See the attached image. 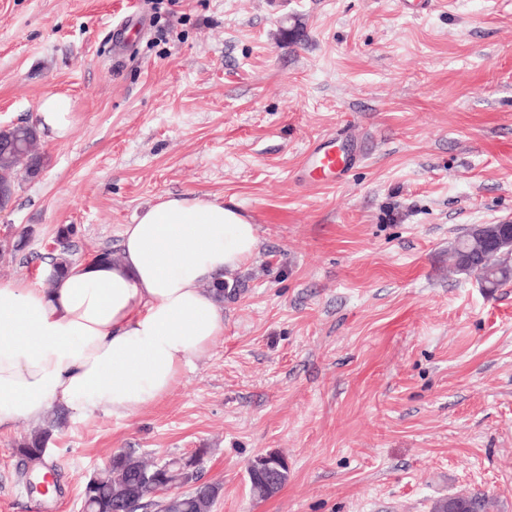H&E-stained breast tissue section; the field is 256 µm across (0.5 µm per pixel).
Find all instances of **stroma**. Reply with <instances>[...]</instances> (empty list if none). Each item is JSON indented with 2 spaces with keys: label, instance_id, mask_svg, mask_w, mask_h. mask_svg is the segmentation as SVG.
Listing matches in <instances>:
<instances>
[{
  "label": "stroma",
  "instance_id": "35a3bbf8",
  "mask_svg": "<svg viewBox=\"0 0 512 512\" xmlns=\"http://www.w3.org/2000/svg\"><path fill=\"white\" fill-rule=\"evenodd\" d=\"M0 0V127L57 95L69 135L0 212V284L119 251L170 196L238 205L260 246L224 334L120 420L64 413L43 468L0 428V512H80L106 460L203 452L212 512H512V284L453 272L474 224L512 221V0ZM345 146L342 177L309 154ZM275 452L286 485L253 496ZM468 498L470 499L471 504L476 505L474 508L464 509V512H486L489 506V498L488 495L482 492H473L467 495H461L456 497H446L442 499H438L433 503L432 511L433 512H448V501L454 498Z\"/></svg>",
  "mask_w": 512,
  "mask_h": 512
}]
</instances>
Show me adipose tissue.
Listing matches in <instances>:
<instances>
[{
    "mask_svg": "<svg viewBox=\"0 0 512 512\" xmlns=\"http://www.w3.org/2000/svg\"><path fill=\"white\" fill-rule=\"evenodd\" d=\"M37 120L60 139L74 115L48 95ZM258 244L239 206L171 196L125 226L117 261L71 265L48 290L0 285V427L40 423L55 406L128 419L161 401L224 334L206 283L233 274Z\"/></svg>",
    "mask_w": 512,
    "mask_h": 512,
    "instance_id": "1",
    "label": "adipose tissue"
}]
</instances>
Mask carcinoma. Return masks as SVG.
<instances>
[{
	"instance_id": "carcinoma-1",
	"label": "carcinoma",
	"mask_w": 512,
	"mask_h": 512,
	"mask_svg": "<svg viewBox=\"0 0 512 512\" xmlns=\"http://www.w3.org/2000/svg\"><path fill=\"white\" fill-rule=\"evenodd\" d=\"M10 134L19 141L20 148L0 149V186L15 192L19 174L36 178L31 169L41 165L40 132L35 123L25 121L10 127ZM73 233L71 226L60 231L59 250L50 261L55 277L72 264L67 240ZM452 259L457 271L475 276L491 293L512 282V256L489 260L487 251L480 247V239L468 232L457 241ZM48 437L46 432L31 436L19 445V453L31 464L41 463ZM203 454L201 450L179 461L148 464L131 453L117 452L110 456L104 473L85 485L84 503L90 512H138L146 497L175 485H187L191 487L190 492L163 498L158 503L159 512H212L221 487L201 481L199 465ZM249 481L255 497L268 499L288 481V466H283L270 479L260 472H251Z\"/></svg>"
}]
</instances>
